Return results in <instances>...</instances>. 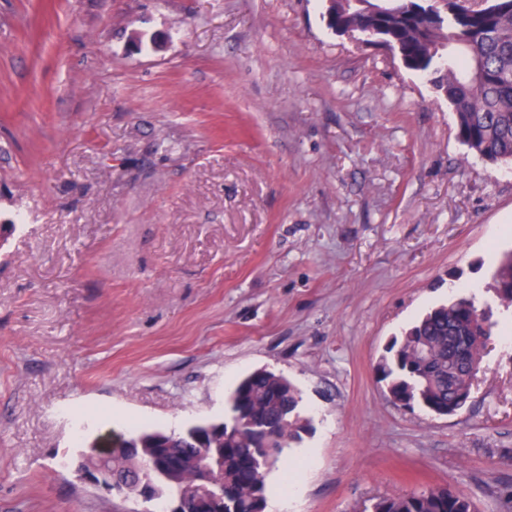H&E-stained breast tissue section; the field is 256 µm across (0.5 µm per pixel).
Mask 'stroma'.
Masks as SVG:
<instances>
[{"mask_svg": "<svg viewBox=\"0 0 512 512\" xmlns=\"http://www.w3.org/2000/svg\"><path fill=\"white\" fill-rule=\"evenodd\" d=\"M325 10L0 0V512H135L61 460L227 418L261 368L310 421L267 476L300 481L287 512H512V165ZM453 294L495 324L469 402L394 405L377 361ZM494 291L503 306L512 304V254L506 255L494 274ZM368 512H473L469 498L448 486L373 500Z\"/></svg>", "mask_w": 512, "mask_h": 512, "instance_id": "1", "label": "stroma"}]
</instances>
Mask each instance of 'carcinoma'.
<instances>
[{
  "instance_id": "obj_1",
  "label": "carcinoma",
  "mask_w": 512,
  "mask_h": 512,
  "mask_svg": "<svg viewBox=\"0 0 512 512\" xmlns=\"http://www.w3.org/2000/svg\"><path fill=\"white\" fill-rule=\"evenodd\" d=\"M407 2L381 12L393 48L416 71L432 77L455 114L458 135L478 157L512 163V0H485L480 9L470 0H454L442 23H417L405 16ZM375 24L352 0H336L331 27L361 33ZM499 302L512 305V254L494 274ZM488 318L471 298H458L427 311L399 340L387 348L377 365L387 397L410 408L432 413L458 404L470 385L475 358L482 355L473 336L478 321ZM300 389L283 375L255 371L236 387L229 417L176 431L135 428L129 435L135 454L112 458L117 475L136 476L152 485L148 499L155 512L181 503V512H265L267 474L284 450L301 441L309 422L302 416ZM207 437L212 472L224 481V500L205 502L189 488L204 477L198 461V440ZM368 512H473L469 498L447 486L380 497Z\"/></svg>"
}]
</instances>
